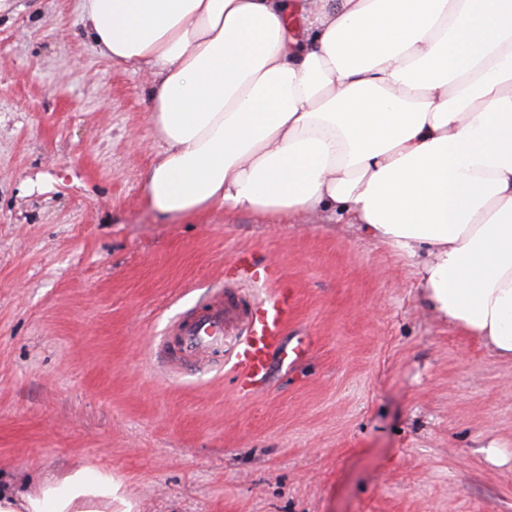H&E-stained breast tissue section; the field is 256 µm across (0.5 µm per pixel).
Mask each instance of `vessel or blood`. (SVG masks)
<instances>
[{"label":"vessel or blood","instance_id":"vessel-or-blood-1","mask_svg":"<svg viewBox=\"0 0 512 512\" xmlns=\"http://www.w3.org/2000/svg\"><path fill=\"white\" fill-rule=\"evenodd\" d=\"M231 267L238 278L252 283V291L225 284L206 303L175 322L158 350L165 367L175 373L225 361L237 392L249 397L268 386L275 362L291 356L303 358L309 345L301 340L292 346L287 341L294 293L271 287L270 270L251 255H238Z\"/></svg>","mask_w":512,"mask_h":512}]
</instances>
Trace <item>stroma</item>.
Returning <instances> with one entry per match:
<instances>
[{"instance_id":"obj_1","label":"stroma","mask_w":512,"mask_h":512,"mask_svg":"<svg viewBox=\"0 0 512 512\" xmlns=\"http://www.w3.org/2000/svg\"><path fill=\"white\" fill-rule=\"evenodd\" d=\"M79 4L0 12V484L83 464L132 512H512V362L346 220L155 211L149 78L97 52ZM243 250L312 341L248 399L157 354Z\"/></svg>"}]
</instances>
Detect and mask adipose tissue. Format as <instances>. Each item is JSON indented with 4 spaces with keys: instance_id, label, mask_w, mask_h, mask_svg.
Returning <instances> with one entry per match:
<instances>
[{
    "instance_id": "1",
    "label": "adipose tissue",
    "mask_w": 512,
    "mask_h": 512,
    "mask_svg": "<svg viewBox=\"0 0 512 512\" xmlns=\"http://www.w3.org/2000/svg\"><path fill=\"white\" fill-rule=\"evenodd\" d=\"M154 79L160 213L333 212L409 259L437 315L512 361V0H81ZM86 465L0 512H115Z\"/></svg>"
}]
</instances>
